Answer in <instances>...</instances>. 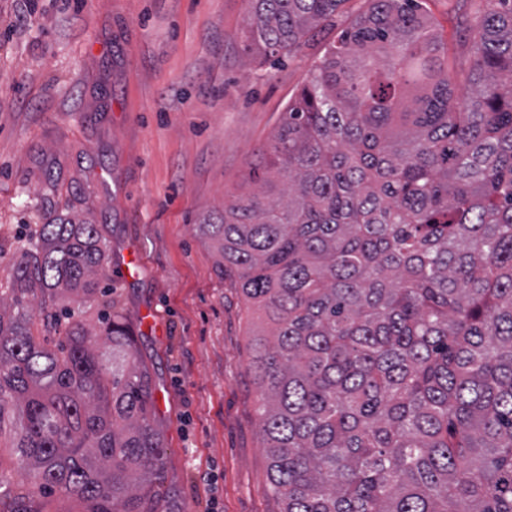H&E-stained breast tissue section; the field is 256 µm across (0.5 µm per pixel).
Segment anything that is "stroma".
Returning a JSON list of instances; mask_svg holds the SVG:
<instances>
[{"mask_svg": "<svg viewBox=\"0 0 512 512\" xmlns=\"http://www.w3.org/2000/svg\"><path fill=\"white\" fill-rule=\"evenodd\" d=\"M0 0V289L23 225L107 227L105 285L153 364L160 499L181 512H281L259 436L253 316L197 230L250 190L290 100L366 0L289 55L253 51L247 0ZM452 58L474 0H422ZM32 512H86L0 447Z\"/></svg>", "mask_w": 512, "mask_h": 512, "instance_id": "obj_1", "label": "stroma"}]
</instances>
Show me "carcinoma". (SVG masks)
<instances>
[{"label":"carcinoma","instance_id":"1","mask_svg":"<svg viewBox=\"0 0 512 512\" xmlns=\"http://www.w3.org/2000/svg\"><path fill=\"white\" fill-rule=\"evenodd\" d=\"M345 0H249L289 54ZM265 151L198 225L271 325L260 435L282 512H512V0H479L468 67L421 0H367ZM100 224L39 225L0 290V433L42 489L157 512L150 370L100 279ZM100 304L99 334L75 318ZM63 330L55 350L44 333Z\"/></svg>","mask_w":512,"mask_h":512}]
</instances>
